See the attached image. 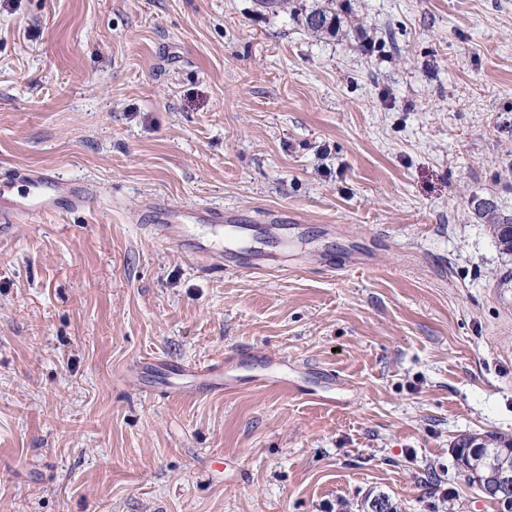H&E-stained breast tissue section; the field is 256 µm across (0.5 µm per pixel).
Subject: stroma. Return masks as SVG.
<instances>
[{"label": "stroma", "instance_id": "35a3bbf8", "mask_svg": "<svg viewBox=\"0 0 512 512\" xmlns=\"http://www.w3.org/2000/svg\"><path fill=\"white\" fill-rule=\"evenodd\" d=\"M29 167L95 198L0 228V512H494L452 448L512 436L475 211L512 216V0H0V174ZM154 201L272 269L154 235ZM228 358L230 393L150 391ZM305 25L308 30L315 32L336 30V14L329 7L316 8L305 15Z\"/></svg>", "mask_w": 512, "mask_h": 512}]
</instances>
